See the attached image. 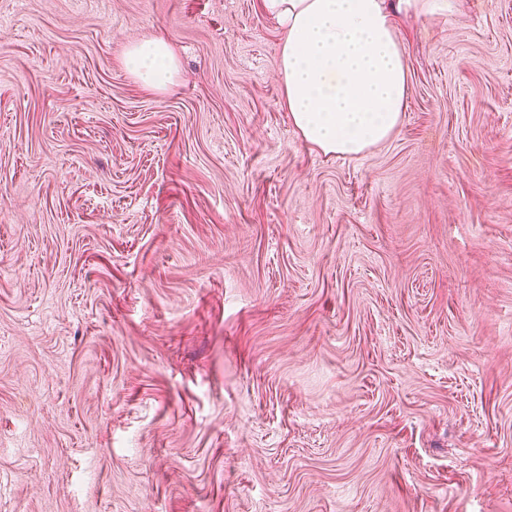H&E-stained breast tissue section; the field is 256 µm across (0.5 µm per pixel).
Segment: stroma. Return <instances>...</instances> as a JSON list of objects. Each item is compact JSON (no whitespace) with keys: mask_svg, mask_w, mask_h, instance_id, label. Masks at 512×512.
Here are the masks:
<instances>
[{"mask_svg":"<svg viewBox=\"0 0 512 512\" xmlns=\"http://www.w3.org/2000/svg\"><path fill=\"white\" fill-rule=\"evenodd\" d=\"M402 28L351 158L259 0H0V512H512V0ZM131 72L146 86L161 89L172 82L176 71L175 56L162 41H142L132 45L127 53Z\"/></svg>","mask_w":512,"mask_h":512,"instance_id":"obj_1","label":"stroma"}]
</instances>
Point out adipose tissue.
Here are the masks:
<instances>
[{
    "instance_id": "ef3b65f1",
    "label": "adipose tissue",
    "mask_w": 512,
    "mask_h": 512,
    "mask_svg": "<svg viewBox=\"0 0 512 512\" xmlns=\"http://www.w3.org/2000/svg\"><path fill=\"white\" fill-rule=\"evenodd\" d=\"M286 36L279 48L283 107L304 141L326 154L357 156L396 131L408 97L398 21L454 10L456 0H261ZM146 86L171 83L175 56L161 41L127 53Z\"/></svg>"
}]
</instances>
